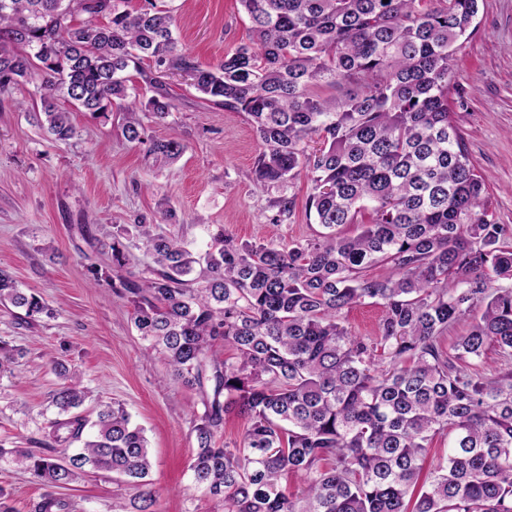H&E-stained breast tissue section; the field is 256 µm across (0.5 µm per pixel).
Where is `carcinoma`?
<instances>
[{"mask_svg":"<svg viewBox=\"0 0 512 512\" xmlns=\"http://www.w3.org/2000/svg\"><path fill=\"white\" fill-rule=\"evenodd\" d=\"M250 42L203 69L174 35L160 0H0V91L30 78L45 130L76 129L69 105L123 113L122 135L147 143L140 112L178 110L157 88L129 93L127 70L144 59L186 72L206 99L248 116L259 151L254 180L286 190L302 171L306 210L323 231L288 249L215 238L202 255L136 224L155 276L119 277L133 323L178 383L196 388L193 483L224 512H512V247L489 218L485 181L448 112V84L479 0H240ZM351 86L340 99L314 88ZM321 146L314 157L307 147ZM178 141L153 142L163 163ZM275 223L295 208L275 202ZM359 224L343 236L338 228ZM129 230L112 235L125 261ZM205 264L192 288L195 266ZM384 265L382 277L368 275ZM365 300L384 309L372 342L342 325ZM0 304L28 316L45 305L0 270ZM468 321L454 354L448 330ZM233 349L221 360L218 342ZM490 347L501 367L469 368ZM23 350L0 337V374ZM40 448L18 462L45 487L34 512H70L60 490L112 471L136 490L137 512H156L143 428L119 404L96 419L65 364ZM248 420L239 440L217 444L226 415ZM448 453L427 463L438 436ZM303 478L300 494L279 488Z\"/></svg>","mask_w":512,"mask_h":512,"instance_id":"obj_1","label":"carcinoma"}]
</instances>
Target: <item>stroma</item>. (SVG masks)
<instances>
[{"instance_id":"stroma-1","label":"stroma","mask_w":512,"mask_h":512,"mask_svg":"<svg viewBox=\"0 0 512 512\" xmlns=\"http://www.w3.org/2000/svg\"><path fill=\"white\" fill-rule=\"evenodd\" d=\"M177 35L195 62L210 68L249 38L239 0H171ZM451 118L483 175L497 223L512 229V0H480L475 29L454 67ZM178 110L145 118L149 138L177 140L183 154L156 163L146 146L128 143L122 113L102 118L73 111L74 138L58 142L38 126L34 83L0 93V268L36 294L48 312L28 318L0 306V336L24 350L11 376L0 379V492L15 512H33L43 486L18 465L13 451L36 447L53 414L59 384L50 360L76 372L90 396L84 413L119 402L144 428L152 457L151 487L159 512H224L192 481L191 421L202 408L198 389L175 382L161 356L141 340L132 309L118 297L117 275L151 276L156 265L129 247L124 267L112 262V227L155 224L196 253L217 235L276 248L305 242L320 227L306 211L307 176L290 189L293 216L272 223L277 190L253 180L258 153L246 115L202 98L188 74L166 72ZM106 278L93 282V272ZM76 512H136L124 477L97 472L67 492Z\"/></svg>"}]
</instances>
